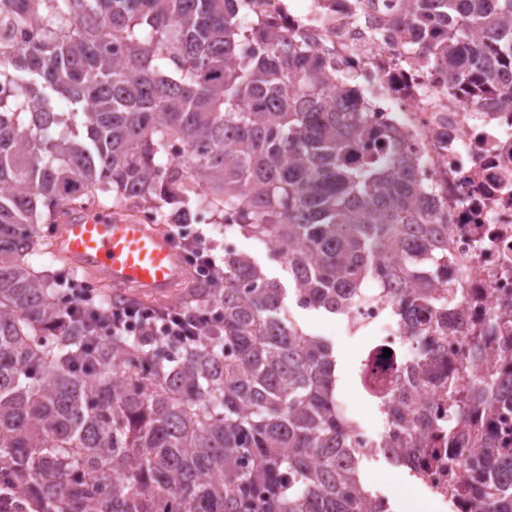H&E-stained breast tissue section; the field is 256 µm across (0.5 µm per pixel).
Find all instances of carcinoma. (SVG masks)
Returning a JSON list of instances; mask_svg holds the SVG:
<instances>
[{
  "label": "carcinoma",
  "instance_id": "1",
  "mask_svg": "<svg viewBox=\"0 0 512 512\" xmlns=\"http://www.w3.org/2000/svg\"><path fill=\"white\" fill-rule=\"evenodd\" d=\"M379 22L478 98L497 88L485 60L512 68V0H362ZM0 18L36 27L0 39V475L39 512H381L336 398L332 342L284 316H343L367 281L393 286L394 313L420 353L418 375L380 403L388 426L430 427L409 397L433 374L431 339L458 289L436 288L413 254L438 261L448 212L393 130L305 38L256 0H0ZM186 149L175 157L174 144ZM89 195L192 221L205 206L245 237L274 240L291 289L252 255H224L223 282L186 286L191 317L222 322L171 354L143 336L96 341L64 319L69 280L29 263ZM489 327L512 352V304ZM466 380L448 379L449 427L512 401L469 336ZM487 477L476 512H512V447L473 434ZM469 459L448 466L459 490ZM89 473L99 475L95 482Z\"/></svg>",
  "mask_w": 512,
  "mask_h": 512
}]
</instances>
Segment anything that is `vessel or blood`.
<instances>
[{
    "label": "vessel or blood",
    "mask_w": 512,
    "mask_h": 512,
    "mask_svg": "<svg viewBox=\"0 0 512 512\" xmlns=\"http://www.w3.org/2000/svg\"><path fill=\"white\" fill-rule=\"evenodd\" d=\"M51 239L54 253L74 271L112 288L159 297L183 275L182 258L164 231L108 207L78 211L55 226Z\"/></svg>",
    "instance_id": "1"
}]
</instances>
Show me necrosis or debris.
<instances>
[{"label":"necrosis or debris","mask_w":512,"mask_h":512,"mask_svg":"<svg viewBox=\"0 0 512 512\" xmlns=\"http://www.w3.org/2000/svg\"><path fill=\"white\" fill-rule=\"evenodd\" d=\"M271 20L303 35L337 77L351 74L375 120L392 127L402 151L420 161V177L448 211V279L461 295L437 344L439 378L465 366L466 336L482 334L504 302L512 301V104L502 94L473 98L433 59L418 60L408 44L377 28L360 0H265ZM345 315L350 334L376 342L359 361L366 393L412 375L418 353L405 343L385 285L364 290ZM420 429L421 454L412 462L418 481L444 512H475L481 497V460L471 454L468 488L448 494V461L464 448L449 442L448 422ZM435 448L438 460L425 451Z\"/></svg>","instance_id":"4bbe7bcc"}]
</instances>
